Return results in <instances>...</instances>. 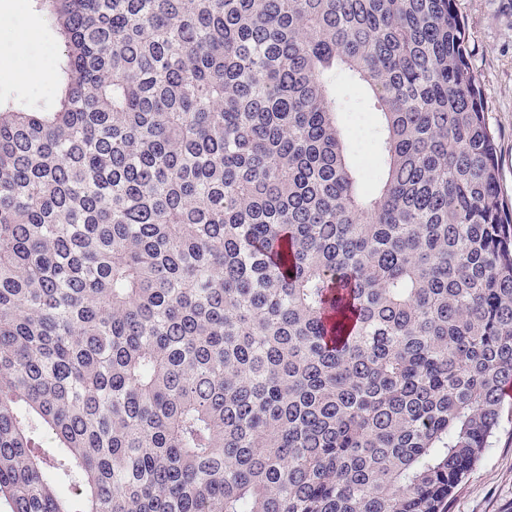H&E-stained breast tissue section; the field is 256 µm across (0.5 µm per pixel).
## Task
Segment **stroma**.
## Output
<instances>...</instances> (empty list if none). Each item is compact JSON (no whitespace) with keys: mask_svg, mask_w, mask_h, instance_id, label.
<instances>
[{"mask_svg":"<svg viewBox=\"0 0 512 512\" xmlns=\"http://www.w3.org/2000/svg\"><path fill=\"white\" fill-rule=\"evenodd\" d=\"M467 29V50L484 90V106L497 143L499 192L512 207V0H456ZM11 24L0 31V94L31 101L51 100L54 68L31 66L42 45L61 51V42L31 0H0ZM41 38L26 53L16 50L26 33ZM448 512H512V387L506 388L499 429L483 459L455 490Z\"/></svg>","mask_w":512,"mask_h":512,"instance_id":"stroma-1","label":"stroma"}]
</instances>
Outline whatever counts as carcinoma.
<instances>
[{
	"instance_id": "obj_1",
	"label": "carcinoma",
	"mask_w": 512,
	"mask_h": 512,
	"mask_svg": "<svg viewBox=\"0 0 512 512\" xmlns=\"http://www.w3.org/2000/svg\"><path fill=\"white\" fill-rule=\"evenodd\" d=\"M33 2L64 50L0 99V506L447 512L512 382L455 0ZM340 91L346 101V112H343V119L349 125L357 123L362 127L358 142L353 140V150L356 157L360 161L364 154L369 153L370 147L374 156L372 137L373 119L371 114L369 112H365L360 104L356 101L349 85L342 83L340 85Z\"/></svg>"
}]
</instances>
